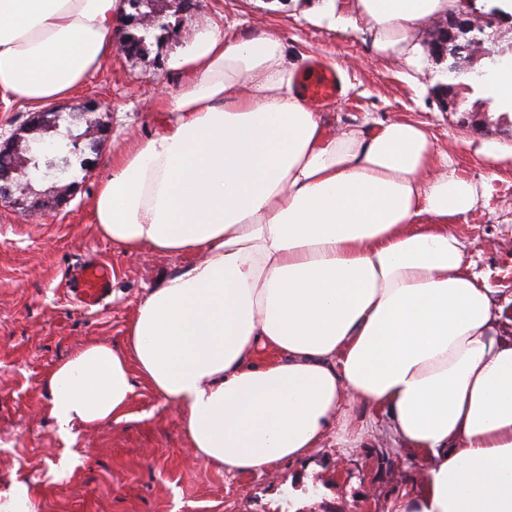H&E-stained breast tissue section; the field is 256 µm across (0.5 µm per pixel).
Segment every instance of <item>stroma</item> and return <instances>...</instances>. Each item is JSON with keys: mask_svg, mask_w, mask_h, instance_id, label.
Here are the masks:
<instances>
[{"mask_svg": "<svg viewBox=\"0 0 512 512\" xmlns=\"http://www.w3.org/2000/svg\"><path fill=\"white\" fill-rule=\"evenodd\" d=\"M316 0H194L174 15L155 0L170 27L144 55L114 51L58 110L77 130L105 126L70 201L57 205L53 184L41 182L27 211L0 203V498L27 487L36 512H388L412 491L416 465L392 442L391 422L372 407L348 408L322 447L278 471L238 480L200 463L178 411L135 380L127 419L58 434L48 409L46 379L87 342L118 346L137 306L177 257L128 254L100 236L93 205L113 149L144 138L175 119L162 103L187 77L172 68L199 23L222 28L256 24L280 33L289 58L336 60L343 95L323 107L328 129L364 119L407 118L424 124L458 173L489 179L490 195L465 223L472 272L494 290L496 305L512 311V168L489 173L477 154L482 142L512 147V117L475 90L457 112L443 111L435 94L447 82V62L420 55L417 64L376 55L365 21L350 16L339 29L311 19ZM90 98L109 103L82 112ZM103 263L115 278L97 306L83 307L74 289L84 264Z\"/></svg>", "mask_w": 512, "mask_h": 512, "instance_id": "obj_1", "label": "stroma"}]
</instances>
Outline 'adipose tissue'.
I'll list each match as a JSON object with an SVG mask.
<instances>
[{
	"label": "adipose tissue",
	"instance_id": "adipose-tissue-1",
	"mask_svg": "<svg viewBox=\"0 0 512 512\" xmlns=\"http://www.w3.org/2000/svg\"><path fill=\"white\" fill-rule=\"evenodd\" d=\"M375 50L414 62L461 0H353ZM122 0H0V110L70 98L112 54ZM166 129L114 153L99 233L181 264L122 346L50 373L62 438L128 416L134 378L180 408L196 456L232 476L320 447L346 406L388 413L429 463L391 512H512V343L449 226L487 185L451 170L411 120L327 131L275 32L202 26ZM274 359L261 361L259 350Z\"/></svg>",
	"mask_w": 512,
	"mask_h": 512
}]
</instances>
